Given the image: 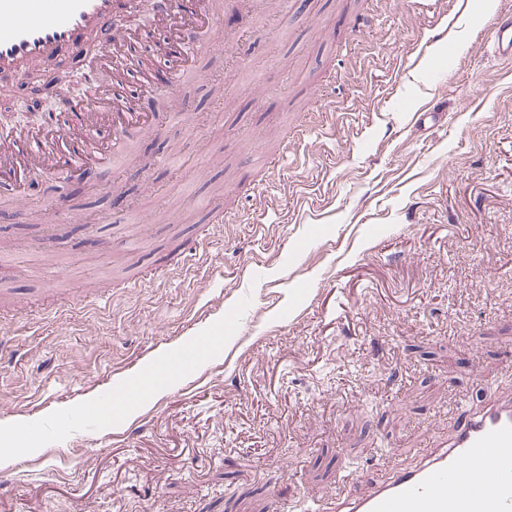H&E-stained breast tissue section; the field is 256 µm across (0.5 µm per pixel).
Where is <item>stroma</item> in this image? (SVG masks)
Masks as SVG:
<instances>
[{
	"instance_id": "obj_1",
	"label": "stroma",
	"mask_w": 512,
	"mask_h": 512,
	"mask_svg": "<svg viewBox=\"0 0 512 512\" xmlns=\"http://www.w3.org/2000/svg\"><path fill=\"white\" fill-rule=\"evenodd\" d=\"M503 8L467 0L431 44L412 0H251L198 54L188 112L159 107L144 146L168 164L113 162L123 200L0 179V512H312L512 394ZM432 95L448 120L415 136ZM216 334L206 365L177 363ZM168 361L152 399L88 418ZM490 38L499 51L512 55V13L510 11L497 15ZM439 112H443V109L438 97L424 100L423 103L419 104L412 113L409 128L417 131L422 126L425 127L426 120L438 115Z\"/></svg>"
}]
</instances>
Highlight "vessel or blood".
I'll return each instance as SVG.
<instances>
[{
  "label": "vessel or blood",
  "mask_w": 512,
  "mask_h": 512,
  "mask_svg": "<svg viewBox=\"0 0 512 512\" xmlns=\"http://www.w3.org/2000/svg\"><path fill=\"white\" fill-rule=\"evenodd\" d=\"M225 0H0V85L15 83L62 51L80 55L99 45L83 72L80 92L64 106V127L37 125L0 130V172H36L70 183L101 176L114 160L130 158L136 138L160 124L158 92L177 95L198 78L194 54L207 48ZM490 37L512 55V13L498 14ZM439 98L419 104L410 129L441 112ZM93 128L110 131L90 141ZM325 512H512V397L490 395L469 411L448 445L412 467L393 465L386 480L369 483Z\"/></svg>",
  "instance_id": "obj_1"
}]
</instances>
